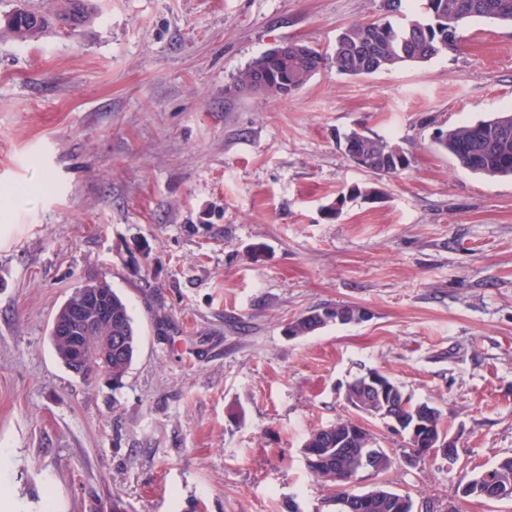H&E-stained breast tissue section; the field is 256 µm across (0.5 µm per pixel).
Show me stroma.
<instances>
[{"label":"stroma","instance_id":"obj_1","mask_svg":"<svg viewBox=\"0 0 512 512\" xmlns=\"http://www.w3.org/2000/svg\"><path fill=\"white\" fill-rule=\"evenodd\" d=\"M98 2L72 33L0 34V512H331L301 446L356 418L344 391L365 369L439 408L458 460L411 461L373 419L393 464L353 492L512 512L457 492L512 456V177L434 143L512 110V25L472 20L427 62L326 67L275 100L235 87L264 51H324L427 0ZM354 130L407 168L365 172ZM101 280L138 334L117 391L70 374L49 336ZM349 304L369 319L286 332Z\"/></svg>","mask_w":512,"mask_h":512}]
</instances>
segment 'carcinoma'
I'll list each match as a JSON object with an SVG mask.
<instances>
[{"instance_id":"1","label":"carcinoma","mask_w":512,"mask_h":512,"mask_svg":"<svg viewBox=\"0 0 512 512\" xmlns=\"http://www.w3.org/2000/svg\"><path fill=\"white\" fill-rule=\"evenodd\" d=\"M58 7L52 13H43L26 7L15 10L7 19L6 30L18 41H37L57 26L77 29L91 22L97 12L95 0H57ZM475 18L497 20L512 24V0H427V17H411L399 26L385 21L354 23L344 28L336 38L331 51L312 49L314 67L326 65L350 76L369 75L409 63L424 62L448 50L455 42L459 28ZM267 55L253 59L240 72L236 86L244 88L251 80L253 71L264 65ZM306 63L288 49V65L284 77L274 76L266 95L286 99L306 84L299 73ZM481 133L472 136V126L464 125L438 132L437 146L455 158L464 169L489 177L512 176V113H503L491 120L477 123ZM345 151L355 152L370 159L365 167L369 173L379 174L385 169V158L401 154V150L381 139L371 138L357 131L345 136ZM103 294L111 310L112 321L100 324L96 331L84 337L87 345L95 344L101 337H112V360L98 367L95 375L112 382L116 390L133 361L136 351V332L133 318L122 297L106 282L88 284ZM325 324L315 315L302 316L292 321L289 331L303 336ZM51 343L57 358L63 365L70 363L72 343L50 332ZM387 391L385 404L379 406L380 415L385 407L395 406L404 419L416 423L434 433L435 438H448L444 414L427 402H414L404 394L388 376H383ZM352 422L342 419L326 427L313 429L302 445V453L310 472L322 478L330 489L328 502L336 512H413L414 503L408 494H401L383 485L364 493L351 491L356 478V461L361 445L348 439ZM498 484L512 489V456L502 458L494 465L478 473L469 483L473 493L484 498L482 486L485 474Z\"/></svg>"}]
</instances>
